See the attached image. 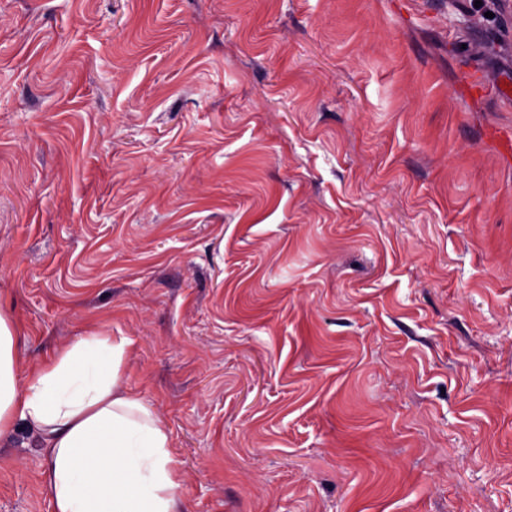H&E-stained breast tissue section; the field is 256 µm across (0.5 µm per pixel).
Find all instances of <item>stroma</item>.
I'll list each match as a JSON object with an SVG mask.
<instances>
[{"label": "stroma", "mask_w": 512, "mask_h": 512, "mask_svg": "<svg viewBox=\"0 0 512 512\" xmlns=\"http://www.w3.org/2000/svg\"><path fill=\"white\" fill-rule=\"evenodd\" d=\"M510 137L512 0H0V310L132 339L189 512H512Z\"/></svg>", "instance_id": "stroma-1"}]
</instances>
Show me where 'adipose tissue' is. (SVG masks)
I'll list each match as a JSON object with an SVG mask.
<instances>
[{
	"instance_id": "obj_1",
	"label": "adipose tissue",
	"mask_w": 512,
	"mask_h": 512,
	"mask_svg": "<svg viewBox=\"0 0 512 512\" xmlns=\"http://www.w3.org/2000/svg\"><path fill=\"white\" fill-rule=\"evenodd\" d=\"M132 344L92 331L27 372L20 329L0 311V442L20 423L37 438L52 512H186L171 432L122 383Z\"/></svg>"
}]
</instances>
